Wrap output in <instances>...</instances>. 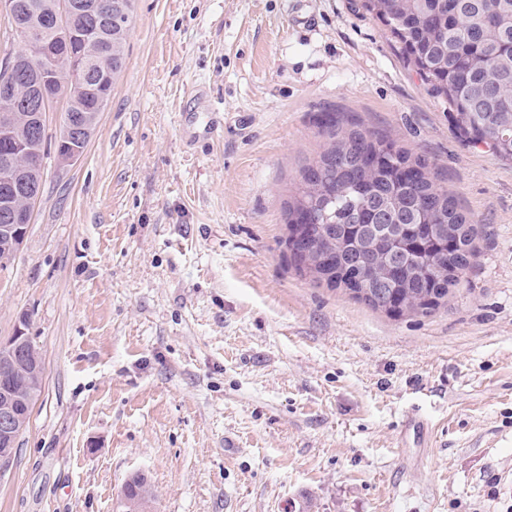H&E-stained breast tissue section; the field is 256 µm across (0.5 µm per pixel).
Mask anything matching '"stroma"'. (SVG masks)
<instances>
[{"label":"stroma","instance_id":"35a3bbf8","mask_svg":"<svg viewBox=\"0 0 512 512\" xmlns=\"http://www.w3.org/2000/svg\"><path fill=\"white\" fill-rule=\"evenodd\" d=\"M441 173L478 253L393 317L312 284L284 207L322 113ZM0 271L43 381L0 512H512V162L354 0H135L83 158Z\"/></svg>","mask_w":512,"mask_h":512}]
</instances>
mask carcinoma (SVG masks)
<instances>
[{"instance_id": "carcinoma-1", "label": "carcinoma", "mask_w": 512, "mask_h": 512, "mask_svg": "<svg viewBox=\"0 0 512 512\" xmlns=\"http://www.w3.org/2000/svg\"><path fill=\"white\" fill-rule=\"evenodd\" d=\"M8 34L35 28L55 0H9ZM78 38L50 36L60 52L84 53L87 88L62 83L56 99L88 126L91 139L111 92L107 74L122 71L134 0L124 14L114 0H82ZM502 0H360L400 44L406 62L448 101L461 137L512 161V28L501 25ZM323 150L301 172L287 202L285 245L291 264L311 282L342 289L390 316H428L448 299L476 254L477 228L457 208L425 159L328 113ZM46 137L17 156V167H42Z\"/></svg>"}]
</instances>
